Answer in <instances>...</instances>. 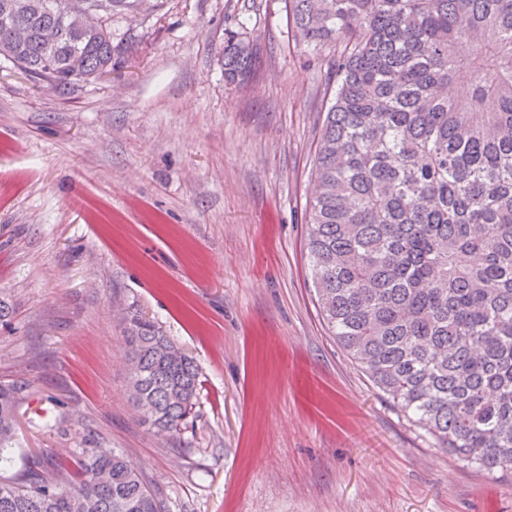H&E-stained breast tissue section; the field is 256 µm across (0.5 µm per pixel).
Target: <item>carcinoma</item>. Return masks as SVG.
<instances>
[{
  "label": "carcinoma",
  "mask_w": 512,
  "mask_h": 512,
  "mask_svg": "<svg viewBox=\"0 0 512 512\" xmlns=\"http://www.w3.org/2000/svg\"><path fill=\"white\" fill-rule=\"evenodd\" d=\"M298 38L334 48L335 85L306 204L317 304L379 393L468 467L512 472V0H285ZM163 0H0V56L52 89L112 71L115 18ZM258 52L224 40V81ZM139 422L181 447L199 394L191 357L124 318ZM23 381L0 384V452ZM0 512H165L121 452L71 468L26 457Z\"/></svg>",
  "instance_id": "cac0c4a2"
}]
</instances>
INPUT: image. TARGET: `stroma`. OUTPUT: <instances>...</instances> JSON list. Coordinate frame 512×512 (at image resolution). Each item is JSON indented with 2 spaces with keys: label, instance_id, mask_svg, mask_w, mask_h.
Returning <instances> with one entry per match:
<instances>
[{
  "label": "stroma",
  "instance_id": "stroma-1",
  "mask_svg": "<svg viewBox=\"0 0 512 512\" xmlns=\"http://www.w3.org/2000/svg\"><path fill=\"white\" fill-rule=\"evenodd\" d=\"M262 53L224 82V38ZM110 76L49 89L0 59V382L15 448L124 452L166 512H512V473L435 448L322 320L305 203L329 51L285 0H168ZM139 312L193 358L182 445L140 425L120 326ZM27 385L23 381L0 384V453L12 444L16 411L24 400Z\"/></svg>",
  "mask_w": 512,
  "mask_h": 512
}]
</instances>
